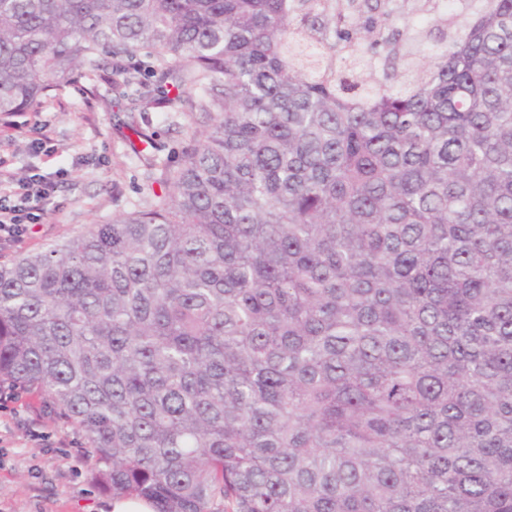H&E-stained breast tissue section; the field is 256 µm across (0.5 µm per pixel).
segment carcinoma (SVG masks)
<instances>
[{
  "instance_id": "obj_1",
  "label": "carcinoma",
  "mask_w": 512,
  "mask_h": 512,
  "mask_svg": "<svg viewBox=\"0 0 512 512\" xmlns=\"http://www.w3.org/2000/svg\"><path fill=\"white\" fill-rule=\"evenodd\" d=\"M104 55L210 125L0 261V383L154 512H512V0H0V121Z\"/></svg>"
}]
</instances>
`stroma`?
<instances>
[{
    "mask_svg": "<svg viewBox=\"0 0 512 512\" xmlns=\"http://www.w3.org/2000/svg\"><path fill=\"white\" fill-rule=\"evenodd\" d=\"M25 126L0 122V160L13 179L32 167L54 174L42 223L17 241L0 237V261L37 252L135 209L159 203L194 134L206 129L198 112L137 111L112 91L111 77L65 87ZM45 138L48 151L33 150ZM93 462L77 430L54 419L41 394L15 389L0 396V512H105L110 493L97 488Z\"/></svg>",
    "mask_w": 512,
    "mask_h": 512,
    "instance_id": "35a3bbf8",
    "label": "stroma"
}]
</instances>
